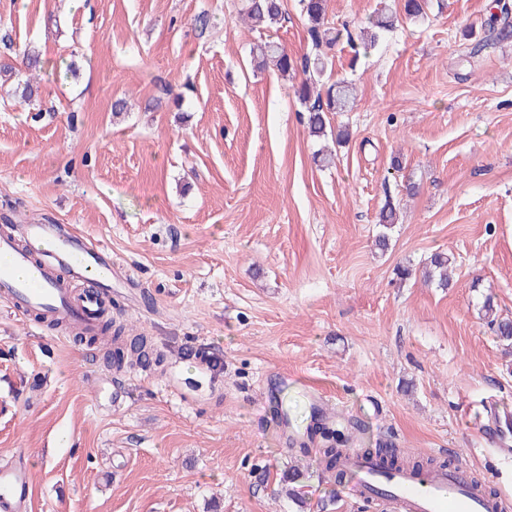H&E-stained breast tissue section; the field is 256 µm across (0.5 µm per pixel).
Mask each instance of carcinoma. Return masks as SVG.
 I'll return each instance as SVG.
<instances>
[{"instance_id": "1", "label": "carcinoma", "mask_w": 512, "mask_h": 512, "mask_svg": "<svg viewBox=\"0 0 512 512\" xmlns=\"http://www.w3.org/2000/svg\"><path fill=\"white\" fill-rule=\"evenodd\" d=\"M302 12L307 23V33L312 44L313 54L304 57L302 61L288 52L279 42L267 41L256 48L255 57L257 67L260 69L273 68L281 75L288 76L302 71L303 78L295 93L301 105L308 112L307 123L311 136L318 139L328 136L327 123L330 112H350L356 101L354 84L344 80L327 82V75L332 60L328 51L332 50L340 39V31L327 25L326 0H299ZM425 0H403V14L409 20H418L424 17ZM503 17L493 14L488 19L489 30L496 33L500 41L512 39V21L508 17V9L502 8ZM244 21L249 29H270L278 25L283 16L282 0H246L244 7ZM394 26V16L380 13L367 21L364 34L359 43L352 44L355 55L368 54L378 45L383 33ZM396 221V208L391 201H386L380 210L379 222L382 232L376 238L378 249L385 251L389 246L390 231ZM452 257L445 252L437 251L430 256L427 262L428 277L435 281L437 287H448V265ZM485 315L493 326L496 336L503 342H512V319L496 314L491 298H486L483 305ZM80 339L88 343H110L107 358L112 366L120 370L126 366H138L149 369L157 367L164 362V354L154 349L148 337L125 335L122 325L102 316L97 331L91 335H80ZM341 434L333 430L324 432V448H322L321 463L323 471L341 480L345 471L340 468L343 449L336 446ZM377 456L383 457L381 463L394 469L409 466L415 470L424 468H438L440 464L430 459L426 462H409L401 459L394 452L385 448L374 451Z\"/></svg>"}]
</instances>
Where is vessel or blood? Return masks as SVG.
<instances>
[{"instance_id":"1","label":"vessel or blood","mask_w":512,"mask_h":512,"mask_svg":"<svg viewBox=\"0 0 512 512\" xmlns=\"http://www.w3.org/2000/svg\"><path fill=\"white\" fill-rule=\"evenodd\" d=\"M28 248L0 236V301L14 312H40L94 332L104 308V290L112 284V259L83 234L64 236L51 224H28ZM85 282L68 287L65 275ZM343 465L356 475L352 495L367 499L380 475L375 458L359 452ZM388 481L398 512H512V498L477 495L466 470L437 468L416 473L392 471ZM32 475L20 464L0 467V512H27Z\"/></svg>"}]
</instances>
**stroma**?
<instances>
[{"instance_id": "stroma-1", "label": "stroma", "mask_w": 512, "mask_h": 512, "mask_svg": "<svg viewBox=\"0 0 512 512\" xmlns=\"http://www.w3.org/2000/svg\"><path fill=\"white\" fill-rule=\"evenodd\" d=\"M393 3L327 17L355 36ZM502 5L428 0L366 58L340 39L358 101L321 167L295 78L253 68L244 0H0V57L40 54L35 104L0 91V215L111 250L109 316L167 355L118 373L0 303V465L24 458L31 512H386L323 472V426L512 491V349L481 309L512 318V40L485 25ZM438 250L445 288L422 276ZM200 346L221 374L177 354ZM396 221V208L393 203L388 200L380 210L379 222L382 227V232L376 238V245L382 252L388 249L389 246V235L390 231Z\"/></svg>"}]
</instances>
